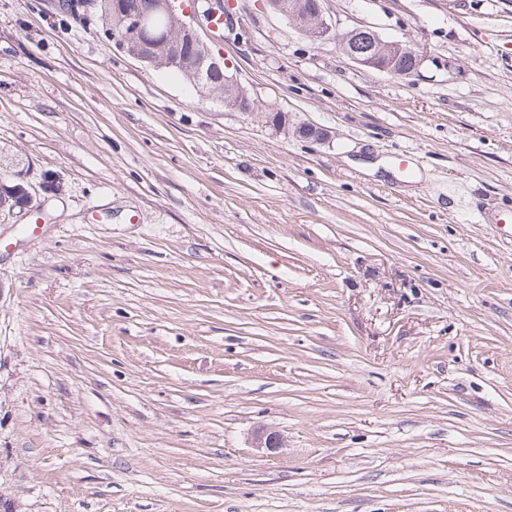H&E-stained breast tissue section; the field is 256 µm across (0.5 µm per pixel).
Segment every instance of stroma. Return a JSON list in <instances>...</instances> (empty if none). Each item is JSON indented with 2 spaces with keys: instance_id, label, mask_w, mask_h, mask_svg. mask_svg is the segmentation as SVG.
Wrapping results in <instances>:
<instances>
[{
  "instance_id": "35a3bbf8",
  "label": "stroma",
  "mask_w": 512,
  "mask_h": 512,
  "mask_svg": "<svg viewBox=\"0 0 512 512\" xmlns=\"http://www.w3.org/2000/svg\"><path fill=\"white\" fill-rule=\"evenodd\" d=\"M0 0V512H512V0H265L200 36L286 134ZM279 436L270 451L258 432ZM274 12L302 31L313 42L336 36L343 52L355 63L393 77L414 74L423 52L413 45L385 40L367 27H355L339 33L336 22L327 15L324 0H267ZM20 172L22 171L15 173L16 177L9 175L4 177L0 176V208L9 211L13 207L9 213H13L16 209H18V213H21L23 216H25L29 214L30 211H34L32 210L33 195L30 191L32 187L26 182V198L24 200L25 194L21 189V186L23 185L21 180H23L24 177L21 176ZM17 177L21 180H19Z\"/></svg>"
}]
</instances>
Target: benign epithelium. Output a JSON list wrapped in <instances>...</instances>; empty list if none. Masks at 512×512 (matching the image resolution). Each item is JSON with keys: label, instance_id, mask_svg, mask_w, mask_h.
<instances>
[{"label": "benign epithelium", "instance_id": "obj_1", "mask_svg": "<svg viewBox=\"0 0 512 512\" xmlns=\"http://www.w3.org/2000/svg\"><path fill=\"white\" fill-rule=\"evenodd\" d=\"M274 12L282 15L289 23L302 31L313 42L336 37L343 52L355 63L393 77L406 78L414 74L423 52L413 45L395 40H385L367 27H355L343 33L338 32L336 22L327 15L324 0H267ZM167 21V45L174 52L183 44L204 45L196 25L200 24L198 7L186 11L179 0H158L155 16H138L129 19V27L135 31L147 28L153 18ZM130 57L150 66H160L167 58L153 55L145 46L129 51ZM224 106L227 109L252 114L258 110L234 75L224 72ZM297 137L304 140L324 141L329 138L326 131L310 124L302 123L295 128Z\"/></svg>", "mask_w": 512, "mask_h": 512}]
</instances>
